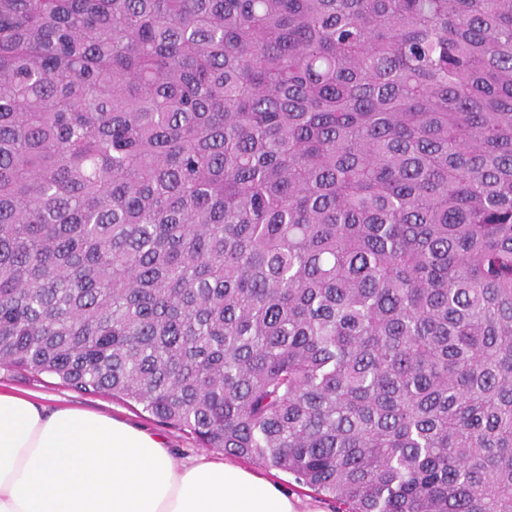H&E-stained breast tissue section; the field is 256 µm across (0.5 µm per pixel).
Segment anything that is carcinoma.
Segmentation results:
<instances>
[{
  "instance_id": "carcinoma-1",
  "label": "carcinoma",
  "mask_w": 512,
  "mask_h": 512,
  "mask_svg": "<svg viewBox=\"0 0 512 512\" xmlns=\"http://www.w3.org/2000/svg\"><path fill=\"white\" fill-rule=\"evenodd\" d=\"M0 369L512 512V0H0Z\"/></svg>"
}]
</instances>
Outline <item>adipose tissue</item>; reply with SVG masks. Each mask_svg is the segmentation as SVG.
<instances>
[{
  "label": "adipose tissue",
  "instance_id": "adipose-tissue-1",
  "mask_svg": "<svg viewBox=\"0 0 512 512\" xmlns=\"http://www.w3.org/2000/svg\"><path fill=\"white\" fill-rule=\"evenodd\" d=\"M0 512H300L223 457L186 461L159 434L0 392Z\"/></svg>",
  "mask_w": 512,
  "mask_h": 512
}]
</instances>
